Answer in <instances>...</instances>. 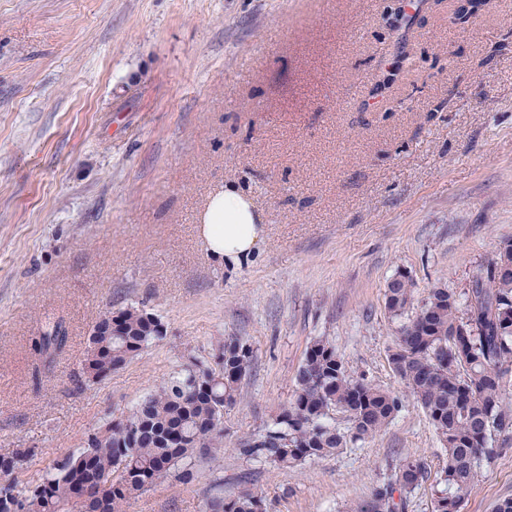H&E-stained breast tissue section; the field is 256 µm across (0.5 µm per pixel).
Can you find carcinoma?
I'll use <instances>...</instances> for the list:
<instances>
[{
    "label": "carcinoma",
    "mask_w": 512,
    "mask_h": 512,
    "mask_svg": "<svg viewBox=\"0 0 512 512\" xmlns=\"http://www.w3.org/2000/svg\"><path fill=\"white\" fill-rule=\"evenodd\" d=\"M512 241L478 270L463 296L443 285L429 289L415 314L399 328L388 362L425 413L446 452L433 512H459L461 496L496 456L498 441L512 438ZM413 279L397 273L386 284L388 311L407 314ZM166 337L162 320L138 307L101 315L91 329L83 360L89 382H100L126 367L149 344ZM67 340L58 323L39 339L49 358ZM254 361L236 337L219 344L214 364L193 362L87 438L84 448L58 461L31 484L18 488L17 473L34 456L30 448L0 453V492L15 512H124V507L171 472L190 477L195 454L217 457L224 446V408L241 396ZM394 393L351 375L336 348L325 340L308 347L296 375L294 396L257 437H246L238 452L249 461L279 469L339 452L374 437L402 410ZM346 414L343 431L331 422ZM427 464L404 457L391 478L376 486L359 512H401L404 493L427 477ZM206 512H267L265 497L245 487L224 499L212 498Z\"/></svg>",
    "instance_id": "obj_1"
}]
</instances>
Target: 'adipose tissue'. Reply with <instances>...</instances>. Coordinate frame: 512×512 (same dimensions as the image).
Instances as JSON below:
<instances>
[{"label": "adipose tissue", "mask_w": 512, "mask_h": 512, "mask_svg": "<svg viewBox=\"0 0 512 512\" xmlns=\"http://www.w3.org/2000/svg\"><path fill=\"white\" fill-rule=\"evenodd\" d=\"M200 222L209 252L227 261L252 255L266 233L265 219L252 199L231 183L210 196Z\"/></svg>", "instance_id": "ef3b65f1"}]
</instances>
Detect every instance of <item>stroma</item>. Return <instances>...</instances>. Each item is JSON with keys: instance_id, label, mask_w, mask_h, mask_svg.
I'll use <instances>...</instances> for the list:
<instances>
[{"instance_id": "35a3bbf8", "label": "stroma", "mask_w": 512, "mask_h": 512, "mask_svg": "<svg viewBox=\"0 0 512 512\" xmlns=\"http://www.w3.org/2000/svg\"><path fill=\"white\" fill-rule=\"evenodd\" d=\"M0 0V452L19 481L79 452L224 337L254 353L224 452L125 512H205L253 485L268 512H354L403 457L428 464L406 512H432L445 451L388 362L396 273L463 294L512 240V0ZM234 183L267 223L212 259L208 197ZM135 306L166 337L87 382L100 314ZM68 330L53 360L38 351ZM403 408L373 438L297 468L245 460L293 396L307 347ZM512 494V441L460 512ZM66 340L65 327L61 323H57L40 336L39 351L46 358H50L64 347Z\"/></svg>"}]
</instances>
